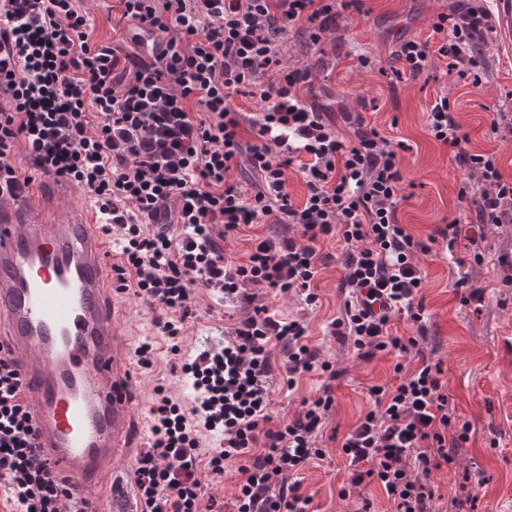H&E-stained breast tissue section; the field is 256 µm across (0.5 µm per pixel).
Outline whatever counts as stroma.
Segmentation results:
<instances>
[{"label":"stroma","mask_w":512,"mask_h":512,"mask_svg":"<svg viewBox=\"0 0 512 512\" xmlns=\"http://www.w3.org/2000/svg\"><path fill=\"white\" fill-rule=\"evenodd\" d=\"M455 0H362L361 6L339 0L336 32L311 43L305 30L294 29L283 46L284 69L308 68L312 86L304 90L307 102H318L330 111L362 113L367 124L391 141H404L401 155L403 200L397 210L399 223L419 239L433 234L443 219L470 221L468 204L459 197L462 184L480 190L477 176L454 159L452 147L432 139L427 130V109L436 96H448L452 109L468 136L467 150L495 154L500 171L512 179V0H495L491 10L496 32L484 47L485 67L472 85L458 80L446 60L433 59L418 77L397 76L392 52L399 39L426 38L438 14L448 12ZM118 0H81L89 17V39L116 45L114 27L121 10ZM370 67H362V57ZM498 132H491V124ZM295 227L264 223L240 228L223 242L224 254L241 259L258 236L273 238L295 234ZM481 249L485 261L470 265V286L482 288L481 302L467 301V288L457 286V263L468 262L473 246L460 240L455 256L443 258L439 249L421 255L425 276L422 291L425 333L405 315H394L391 333L417 337L418 344L404 356L381 352L365 361L351 342L332 336L329 321L339 316L344 300L341 290L340 239L321 245L326 261L315 284L317 306H308L301 292L280 293L254 289V302L269 314L297 320L307 326L303 341L330 362L339 376L332 383L334 403L317 445L323 458L309 462L300 472L303 494L312 498L314 512H393L383 489L363 484L352 496L341 498L353 469L341 445L346 433L373 407L369 389L397 385L401 376L396 363L413 369L419 360L440 364L441 380L451 411L468 422L467 442L455 449L453 464L431 469L428 480L438 499L437 512H512V223L483 227ZM194 304L181 337V353L173 355L168 340L157 326L158 315L142 299L128 296L125 325L137 342H151L149 366L141 368V390L151 395L164 386L183 403H191L193 390L181 372L183 355L193 354L221 341L249 313V307L222 303L204 286H196ZM269 411L273 421L291 420L306 398H314L324 381L319 372L297 375L295 387L286 385V357L273 354ZM236 462L223 475L199 467L204 502L211 512H232L238 492Z\"/></svg>","instance_id":"1"}]
</instances>
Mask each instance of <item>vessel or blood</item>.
Returning a JSON list of instances; mask_svg holds the SVG:
<instances>
[{"label":"vessel or blood","instance_id":"1","mask_svg":"<svg viewBox=\"0 0 512 512\" xmlns=\"http://www.w3.org/2000/svg\"><path fill=\"white\" fill-rule=\"evenodd\" d=\"M153 55L159 38L129 24ZM0 25V98L18 71ZM70 181L31 178L24 194L0 206V346L23 376V401L41 460L62 476L90 512H140L130 497L135 451L149 421L136 399V347L120 328L123 293L112 277L111 245L92 206L62 223L55 198L79 194Z\"/></svg>","mask_w":512,"mask_h":512}]
</instances>
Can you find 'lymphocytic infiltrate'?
<instances>
[{"mask_svg": "<svg viewBox=\"0 0 512 512\" xmlns=\"http://www.w3.org/2000/svg\"><path fill=\"white\" fill-rule=\"evenodd\" d=\"M8 2L1 19L20 68L14 103L0 109V186L11 198L22 193L12 164L20 146L43 172L81 184L121 243L119 276L166 311L159 328L172 345L180 343L197 284L227 301L246 285L302 288L307 304L316 305L311 286L323 266L317 243L339 235L348 246L342 285L349 294L330 323L333 335L350 339L366 358L415 347V338L390 334L391 314L423 323L418 256L436 242L453 250L461 224L417 239L397 220L403 143H391L360 116L352 138L340 136L330 113L300 96L309 71L268 74L299 22L312 24L315 43L336 29L337 0H120L123 18L164 37L151 59L135 45L121 55L91 45L78 0ZM494 31L486 0H457L432 24L439 42L405 40L393 57L413 76L443 57L459 78L474 79ZM245 88L263 103L252 120L258 141L247 145L231 103ZM427 128L483 184L477 193L459 191L476 220L472 233L511 224L512 181L494 154L466 149L447 97L430 104ZM243 154L258 175L248 191L229 178ZM292 166L306 188L298 204L288 193ZM268 216L296 225L301 237L259 238L245 262H225L213 225L230 234ZM175 224L182 228L177 243L169 235ZM305 333L295 320L247 317L222 344L184 363L196 392L192 406L154 388L153 442L134 469L141 512H201L199 465L220 475L232 457L240 460L237 512H312L298 474L324 456L316 438L332 387L302 400L288 423L273 424L269 413L274 345L286 349L288 373L329 368L303 344ZM439 372L422 361L397 387L371 386L373 408L342 445L352 485L380 484L395 512H430L435 492L426 475L451 464L452 449L468 437V424L448 412ZM21 393L20 371L0 353V474L8 478V503L17 512H87L40 461ZM211 432L222 434L223 447H206Z\"/></svg>", "mask_w": 512, "mask_h": 512, "instance_id": "obj_1", "label": "lymphocytic infiltrate"}]
</instances>
